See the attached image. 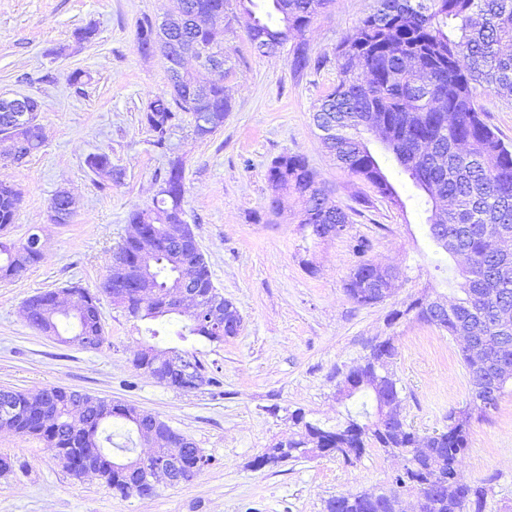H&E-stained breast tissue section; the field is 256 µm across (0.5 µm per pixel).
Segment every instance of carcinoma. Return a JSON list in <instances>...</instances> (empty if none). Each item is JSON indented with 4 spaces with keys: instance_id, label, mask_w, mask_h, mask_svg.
<instances>
[{
    "instance_id": "carcinoma-1",
    "label": "carcinoma",
    "mask_w": 512,
    "mask_h": 512,
    "mask_svg": "<svg viewBox=\"0 0 512 512\" xmlns=\"http://www.w3.org/2000/svg\"><path fill=\"white\" fill-rule=\"evenodd\" d=\"M236 2L245 17V31L250 42L263 56H273L296 36H303L313 18L334 0H268L265 15L256 13L255 0H173L172 14L181 20L172 26L167 40L154 37L155 24L144 19L137 24L136 42L141 52L160 53L173 68L180 57L194 46L212 44L223 53L224 65L231 66V57L224 52V22L230 2ZM209 15L212 26L195 27V18ZM512 44V0H378L373 13L360 20L336 51L339 81L319 102L313 114L315 125L326 124L346 115L366 112L389 126L393 145L387 146L401 171L412 185L423 191L430 216L428 236L438 242L433 225L446 224L454 239L453 248L445 252L466 255L467 266L460 273L462 297L455 304V317L448 318L447 331L455 321L483 322V342L493 349L500 337L512 336L505 330L495 313L499 300L512 306V255L500 258L493 250L494 238L502 224L512 225V147L506 145L483 119L477 102L478 90L493 89L512 94V54L502 45ZM29 111L7 107L0 98V142L11 141L10 150H0V161L20 165L43 144L42 127L34 123L35 110L40 108L34 98L27 101ZM230 103L224 95V85L204 84L189 71L181 79L170 82L169 95H156L144 109V120L153 134L154 146L174 152L171 133L179 113L201 114L204 120L194 125L197 136L205 138L224 125V115ZM355 129L344 137L332 138L327 149L338 164L350 173L369 182L377 193L398 201V192L389 182L381 162ZM423 143L424 156L415 157L412 147ZM88 167L119 182L122 172L112 166L105 153L87 158ZM270 186L289 189L302 203L303 224H349L350 214L339 206L329 209L312 197L330 195L319 182L307 158L300 153L277 157L268 169ZM163 194L156 196L149 208H133L127 223L148 224L155 236L162 239L166 225L182 223L185 215L183 200L184 165L175 157L162 180ZM21 193L14 186L0 182V233L15 223ZM0 277H16L42 259V250L35 247L33 236L17 246L0 240ZM123 267L128 287V302L122 304L128 313L141 320L158 321L160 327L147 328L156 339L168 327L176 324L174 335L182 341L197 337L218 343L211 327L188 315L179 323L180 314L167 309V289L179 276L177 267L167 254L157 253L154 259L156 277L152 282L153 296L146 299L138 294V255L133 243L125 238L112 251V265L100 290L108 293L115 274V263ZM377 264L361 260L345 283L352 299L365 296V282ZM205 307L217 309L222 321L233 326L238 310L220 293L202 289ZM414 313L417 320L432 324L426 307L417 299L403 311L390 313V321ZM75 335L100 336L103 325L97 304L89 305L72 319ZM154 346L145 344L133 352L140 358L138 367L148 371L158 381L175 385L172 372L159 367L145 357ZM10 404L15 408L12 420L0 427L22 436H32L45 442L61 462L78 458L80 466L92 461L97 474L120 495L137 494L143 479L140 472L123 474L112 469L111 453L102 442H112L107 426L119 420L132 426L129 406L118 403L108 411L107 421H87L72 413V396L63 388L52 387L34 395L10 392ZM472 414H449L448 429L441 434L435 454L429 460H419L413 450L419 435L408 428L397 427L380 432L372 422L361 423L347 416L345 428L325 430L305 420L302 412L292 415L301 431L288 436V445L278 442L255 458L257 469L273 467L303 454L296 449L310 447L311 452L331 455L338 448H349L360 457L369 444L405 457L403 471L389 487L378 492L345 493L326 502V512H394L400 503L401 491L407 487L422 489L432 478L448 485L434 498L430 512H485L487 491L482 485L466 484L454 487L451 478L458 473L459 457L468 447Z\"/></svg>"
}]
</instances>
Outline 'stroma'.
<instances>
[{
	"instance_id": "obj_1",
	"label": "stroma",
	"mask_w": 512,
	"mask_h": 512,
	"mask_svg": "<svg viewBox=\"0 0 512 512\" xmlns=\"http://www.w3.org/2000/svg\"><path fill=\"white\" fill-rule=\"evenodd\" d=\"M170 6L171 0H0V96L35 98L44 133L43 146L26 162L0 163V181L22 194L9 240L20 244L35 232L43 243L39 263L0 280V389L60 387L136 407L193 439L208 462L191 481L159 484L149 498H124L98 475L73 476L43 441L0 430V455L13 462L0 476V512H324L332 496L387 487L403 460L373 446L352 462L316 455L274 468L253 465L265 448L287 440L296 412L333 428L358 411L359 398L338 395L341 375L387 339L396 347L388 369L398 381L400 409L419 435L445 430L449 413L470 399L460 340L404 312L425 292L455 301L452 272L462 257L430 240L418 193L381 142L369 147L398 191L395 203L340 168L312 120L339 80L337 45L377 0H336L273 57L259 55L242 23L231 22L224 46L233 70L223 84L232 110L205 138L183 115L169 153L153 145L141 121L147 101L169 84L163 59L138 51L136 25L161 18ZM87 26L96 31L93 40L77 43L76 31ZM299 45L311 60L302 70L293 65ZM77 69L88 77L74 86L69 76ZM293 152L307 157L335 204L347 209L369 199L344 235L312 238L288 190L281 210L266 212L268 168ZM97 153L122 170L120 182L88 167ZM175 155L184 164L186 221L215 287L242 318L239 334L218 344L163 339V347L195 351L214 377L191 392L134 366L131 352L146 340V324L99 292L112 250L127 233L128 211L151 206ZM61 189L76 200L66 224L50 219ZM360 239L370 243L368 258L396 276L394 295L372 306L354 303L345 290ZM75 285L99 297L107 337L101 349H81L69 333L50 336L26 319L28 298ZM396 309L404 316L393 323ZM459 473L486 487L487 512H512V385L494 411L473 419Z\"/></svg>"
}]
</instances>
